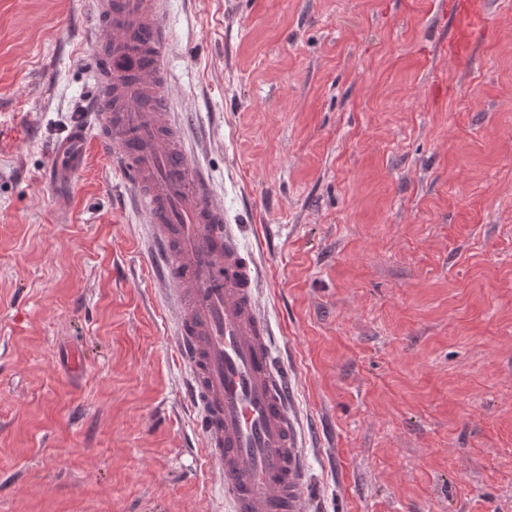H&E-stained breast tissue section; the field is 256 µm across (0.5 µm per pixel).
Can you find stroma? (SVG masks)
Wrapping results in <instances>:
<instances>
[{
    "mask_svg": "<svg viewBox=\"0 0 512 512\" xmlns=\"http://www.w3.org/2000/svg\"><path fill=\"white\" fill-rule=\"evenodd\" d=\"M167 0L259 259L317 512H512V0ZM92 0H0V512H218L175 311L91 95Z\"/></svg>",
    "mask_w": 512,
    "mask_h": 512,
    "instance_id": "35a3bbf8",
    "label": "stroma"
}]
</instances>
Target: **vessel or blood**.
Segmentation results:
<instances>
[{
  "mask_svg": "<svg viewBox=\"0 0 512 512\" xmlns=\"http://www.w3.org/2000/svg\"><path fill=\"white\" fill-rule=\"evenodd\" d=\"M93 15L95 118L57 145L54 179L71 181L90 139L111 148L149 227L151 257L174 287L186 397L228 512H303L302 433L257 303L260 270L173 111L166 0H94Z\"/></svg>",
  "mask_w": 512,
  "mask_h": 512,
  "instance_id": "b4317fda",
  "label": "vessel or blood"
}]
</instances>
